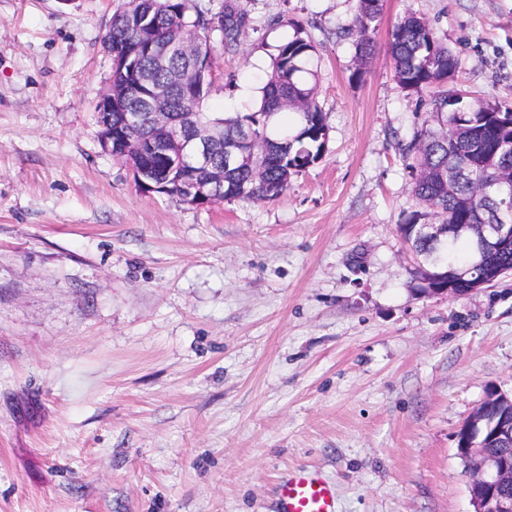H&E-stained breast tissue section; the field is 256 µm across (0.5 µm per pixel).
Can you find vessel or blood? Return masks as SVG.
Returning a JSON list of instances; mask_svg holds the SVG:
<instances>
[{
	"instance_id": "vessel-or-blood-1",
	"label": "vessel or blood",
	"mask_w": 512,
	"mask_h": 512,
	"mask_svg": "<svg viewBox=\"0 0 512 512\" xmlns=\"http://www.w3.org/2000/svg\"><path fill=\"white\" fill-rule=\"evenodd\" d=\"M280 512H337L335 485L318 471L298 468L277 485Z\"/></svg>"
}]
</instances>
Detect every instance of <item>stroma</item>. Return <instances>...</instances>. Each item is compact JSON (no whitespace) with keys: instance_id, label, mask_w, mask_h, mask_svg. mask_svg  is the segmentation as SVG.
I'll use <instances>...</instances> for the list:
<instances>
[{"instance_id":"1","label":"stroma","mask_w":512,"mask_h":512,"mask_svg":"<svg viewBox=\"0 0 512 512\" xmlns=\"http://www.w3.org/2000/svg\"><path fill=\"white\" fill-rule=\"evenodd\" d=\"M357 4L243 0L209 111H253L298 23L328 139L280 198L197 207L101 146L125 0H0V512H278L299 466L338 512H474L455 434L512 394V276L417 292L397 226L436 91L397 85L388 42L415 12L447 90L512 103V0H383L360 81Z\"/></svg>"}]
</instances>
